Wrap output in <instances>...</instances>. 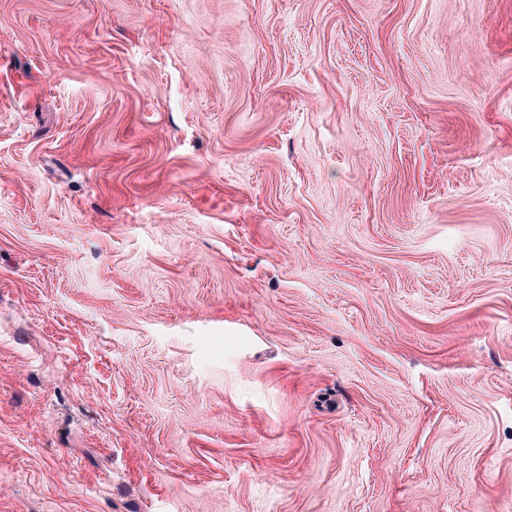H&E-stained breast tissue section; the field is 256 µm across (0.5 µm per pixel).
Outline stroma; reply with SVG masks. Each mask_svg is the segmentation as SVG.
<instances>
[{"label": "stroma", "instance_id": "obj_1", "mask_svg": "<svg viewBox=\"0 0 512 512\" xmlns=\"http://www.w3.org/2000/svg\"><path fill=\"white\" fill-rule=\"evenodd\" d=\"M0 512H512V0H0Z\"/></svg>", "mask_w": 512, "mask_h": 512}]
</instances>
